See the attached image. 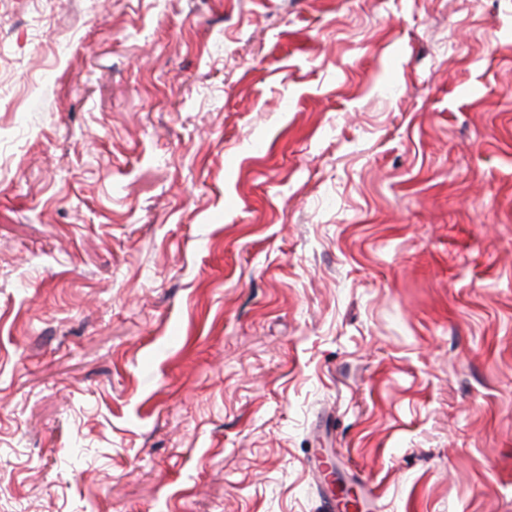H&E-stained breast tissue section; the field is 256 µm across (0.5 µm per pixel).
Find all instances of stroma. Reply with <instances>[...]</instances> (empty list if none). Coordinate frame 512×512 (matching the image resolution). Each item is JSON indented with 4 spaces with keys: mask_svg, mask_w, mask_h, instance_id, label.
<instances>
[{
    "mask_svg": "<svg viewBox=\"0 0 512 512\" xmlns=\"http://www.w3.org/2000/svg\"><path fill=\"white\" fill-rule=\"evenodd\" d=\"M512 512V0H0V512Z\"/></svg>",
    "mask_w": 512,
    "mask_h": 512,
    "instance_id": "35a3bbf8",
    "label": "stroma"
}]
</instances>
